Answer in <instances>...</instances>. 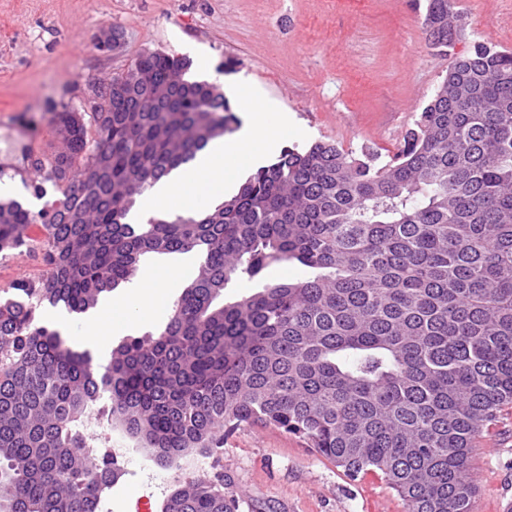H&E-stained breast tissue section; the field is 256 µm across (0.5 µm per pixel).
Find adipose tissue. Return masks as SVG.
<instances>
[{"label":"adipose tissue","instance_id":"ef3b65f1","mask_svg":"<svg viewBox=\"0 0 512 512\" xmlns=\"http://www.w3.org/2000/svg\"><path fill=\"white\" fill-rule=\"evenodd\" d=\"M240 95L250 102L242 128L211 141L193 163L149 187L140 199L141 214L165 210L172 203L191 211L203 200L224 197L237 186L248 165L258 163L267 149L287 135L286 113L273 111L250 90H241ZM196 264V257L187 254L175 262L147 267L127 288L104 296L84 317L77 345L107 357L116 334L115 316L128 315L130 330L153 324Z\"/></svg>","mask_w":512,"mask_h":512}]
</instances>
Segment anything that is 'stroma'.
Masks as SVG:
<instances>
[{"label": "stroma", "mask_w": 512, "mask_h": 512, "mask_svg": "<svg viewBox=\"0 0 512 512\" xmlns=\"http://www.w3.org/2000/svg\"><path fill=\"white\" fill-rule=\"evenodd\" d=\"M448 9L456 29L438 50L427 40L424 0H0V183L39 209L13 174L29 138L56 150L52 112L90 111V80L156 51L189 57L191 77L220 84L237 120L249 106L234 95L239 82L277 101L302 128L283 146L322 140L384 164L458 59L481 44L512 51V0H448ZM109 25L124 42L104 54L94 40ZM44 271L40 255L1 253L0 291ZM111 435L135 461L100 512H136L144 495L160 512L172 490L160 482L164 467L119 429ZM212 461L238 512H404L381 477L350 478L307 440L272 426L227 434ZM471 471L474 512H504L512 504V408L477 442Z\"/></svg>", "instance_id": "obj_1"}]
</instances>
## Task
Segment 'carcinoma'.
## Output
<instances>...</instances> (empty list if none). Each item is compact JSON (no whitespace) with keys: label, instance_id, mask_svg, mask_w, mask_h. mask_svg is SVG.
I'll return each instance as SVG.
<instances>
[{"label":"carcinoma","instance_id":"carcinoma-1","mask_svg":"<svg viewBox=\"0 0 512 512\" xmlns=\"http://www.w3.org/2000/svg\"><path fill=\"white\" fill-rule=\"evenodd\" d=\"M448 0L424 27L448 47ZM162 52L92 81L102 103L51 123L63 147L37 157L33 211L0 203V252L49 267L0 297V512H97L120 476L80 451L86 413L111 420L167 467L209 453L244 424L299 435L355 479L379 473L405 512H473L471 454L512 406V52L458 60L390 160L337 145L287 147L212 208L126 218L148 186L236 122L215 83ZM197 266L158 333L130 336L104 371L41 310L84 314L154 255ZM305 279L224 303V288L272 265ZM224 487L173 490L162 512H238Z\"/></svg>","mask_w":512,"mask_h":512}]
</instances>
